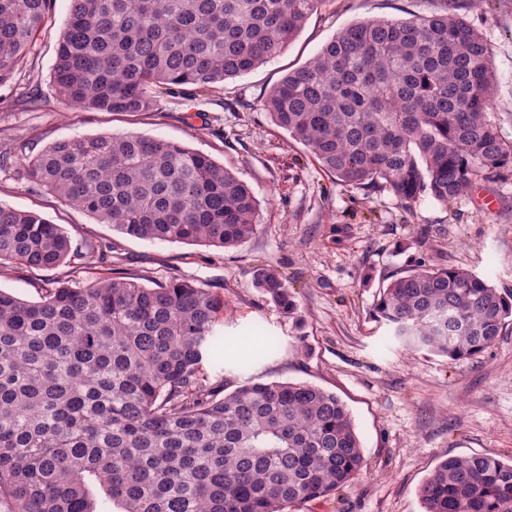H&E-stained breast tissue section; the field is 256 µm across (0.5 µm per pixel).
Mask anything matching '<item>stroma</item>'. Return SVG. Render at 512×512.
Here are the masks:
<instances>
[{
	"label": "stroma",
	"mask_w": 512,
	"mask_h": 512,
	"mask_svg": "<svg viewBox=\"0 0 512 512\" xmlns=\"http://www.w3.org/2000/svg\"><path fill=\"white\" fill-rule=\"evenodd\" d=\"M434 0H328L279 56L211 91L163 98L158 111L131 117L60 101L52 89L55 48L69 0H55L37 52L0 86V203L60 225L74 247L112 244L118 269L102 264L91 278L121 271L149 285L183 278L224 298L217 328L239 348L258 349L250 331L276 337L277 351L240 370L234 358L207 367L232 391L246 378L309 382L348 406L365 467L352 486L304 504L299 512H423L418 495L433 468L451 456L512 459V329L476 358L451 362L390 348L372 317L386 275L418 262L470 269L512 298V181L479 184L444 205L424 197L404 208L390 193L346 187L308 149L272 124L264 93L315 57L338 32L375 17L411 20ZM489 41L497 73L494 115L512 140V0H485L470 12ZM133 132L199 150L246 181L259 201L254 236L231 249L134 239L69 208L30 181L24 160L73 137ZM489 196L494 210L481 207ZM276 267L298 303L283 315L254 287L261 265ZM71 277L13 269L0 290L39 300L50 282Z\"/></svg>",
	"instance_id": "obj_1"
}]
</instances>
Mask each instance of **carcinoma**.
Here are the masks:
<instances>
[{
	"instance_id": "carcinoma-1",
	"label": "carcinoma",
	"mask_w": 512,
	"mask_h": 512,
	"mask_svg": "<svg viewBox=\"0 0 512 512\" xmlns=\"http://www.w3.org/2000/svg\"><path fill=\"white\" fill-rule=\"evenodd\" d=\"M52 87L66 104L147 114L278 56L328 0H69ZM415 20L373 18L333 37L263 96L271 122L347 187L410 207L512 180L494 120L490 44L468 18L485 0H440ZM52 0H0V85L33 53ZM31 182L129 237L230 249L258 230L250 186L210 155L135 133L59 140ZM112 258L58 224L0 204V275L71 267L38 301L0 290V512H297L365 466L347 405L308 382L207 381L224 368V299L192 281L84 279ZM257 288L298 304L271 265ZM374 319L408 349L455 362L496 344L512 300L474 272H395ZM104 493L95 503V492ZM424 512H512V460L449 457L419 487Z\"/></svg>"
}]
</instances>
